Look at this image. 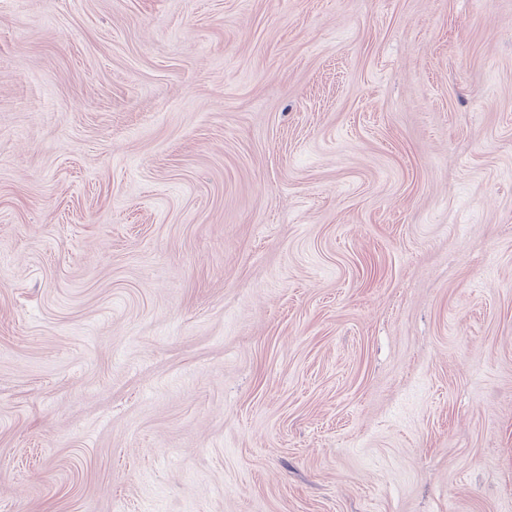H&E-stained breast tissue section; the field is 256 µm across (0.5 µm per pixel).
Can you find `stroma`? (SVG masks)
<instances>
[{
    "label": "stroma",
    "mask_w": 512,
    "mask_h": 512,
    "mask_svg": "<svg viewBox=\"0 0 512 512\" xmlns=\"http://www.w3.org/2000/svg\"><path fill=\"white\" fill-rule=\"evenodd\" d=\"M0 512H512V0H0Z\"/></svg>",
    "instance_id": "stroma-1"
}]
</instances>
